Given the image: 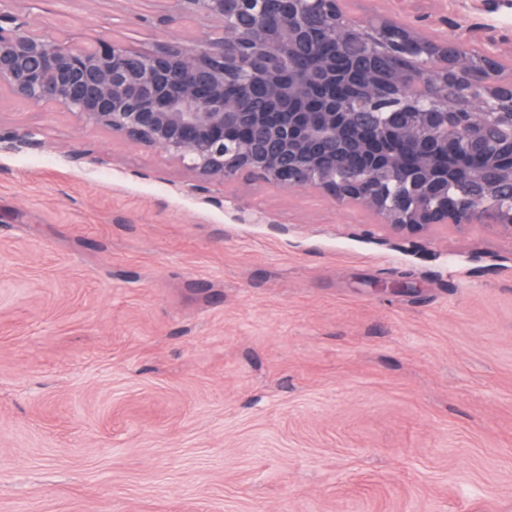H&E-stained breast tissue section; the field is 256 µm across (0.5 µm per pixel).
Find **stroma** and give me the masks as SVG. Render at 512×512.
Here are the masks:
<instances>
[{"label":"stroma","instance_id":"35a3bbf8","mask_svg":"<svg viewBox=\"0 0 512 512\" xmlns=\"http://www.w3.org/2000/svg\"><path fill=\"white\" fill-rule=\"evenodd\" d=\"M50 9L167 37L149 0ZM439 13L512 34V0ZM0 127L43 142L0 149V512H512V241L410 243L244 177L200 193L6 95Z\"/></svg>","mask_w":512,"mask_h":512}]
</instances>
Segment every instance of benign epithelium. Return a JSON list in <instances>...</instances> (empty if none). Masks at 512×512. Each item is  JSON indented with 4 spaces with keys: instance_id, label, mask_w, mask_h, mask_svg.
<instances>
[{
    "instance_id": "1",
    "label": "benign epithelium",
    "mask_w": 512,
    "mask_h": 512,
    "mask_svg": "<svg viewBox=\"0 0 512 512\" xmlns=\"http://www.w3.org/2000/svg\"><path fill=\"white\" fill-rule=\"evenodd\" d=\"M26 2L42 0H0V94L36 112L156 150L200 176L199 192L246 174L361 207L405 241L448 226L512 241V167L499 164L512 154V55L494 39L354 18L344 0H153L155 27L196 31L145 46L33 25ZM312 13L337 54L369 67L359 95H330L336 58L307 64L322 35ZM379 60L392 65L386 95ZM312 97L318 112L302 108ZM2 143L42 147L30 129H0Z\"/></svg>"
}]
</instances>
